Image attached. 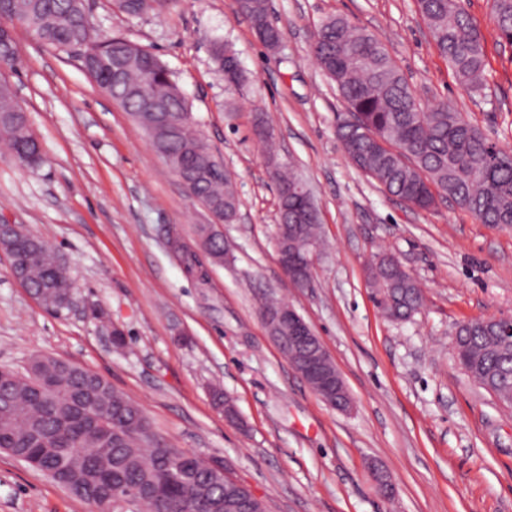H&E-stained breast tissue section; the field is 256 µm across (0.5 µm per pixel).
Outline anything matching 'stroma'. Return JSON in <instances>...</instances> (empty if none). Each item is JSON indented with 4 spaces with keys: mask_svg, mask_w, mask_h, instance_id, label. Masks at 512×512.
Returning <instances> with one entry per match:
<instances>
[{
    "mask_svg": "<svg viewBox=\"0 0 512 512\" xmlns=\"http://www.w3.org/2000/svg\"><path fill=\"white\" fill-rule=\"evenodd\" d=\"M98 32L155 54L191 105L197 129L233 176L236 220L216 226L230 250L214 264L197 227L212 222L144 132L74 56L15 27L14 87L45 164L0 145V219L64 256L76 305L47 311L0 252V366L51 355L98 373L141 406L159 439L222 461L268 512H512V409L472 380L452 352L456 326L512 315V228L452 203L421 211L390 197L336 138L345 106L311 53L322 19L343 15L380 38L427 103L445 100L512 149V46L498 42L491 0L464 6L485 38L488 88L476 95L435 50L416 0H268L280 30L267 49L239 0H172L138 16L86 0ZM247 77L230 94L213 43ZM311 189L326 246L313 285L295 287L276 245L278 197L256 119ZM399 257L423 290L405 321L371 299L366 265ZM291 304L330 352L353 400L327 405L280 355L260 317ZM128 346L112 347L113 329ZM242 421L225 420L211 391ZM380 464L394 484L378 491ZM0 512H97L24 462L0 453Z\"/></svg>",
    "mask_w": 512,
    "mask_h": 512,
    "instance_id": "obj_1",
    "label": "stroma"
}]
</instances>
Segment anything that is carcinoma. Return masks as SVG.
<instances>
[{
	"instance_id": "carcinoma-1",
	"label": "carcinoma",
	"mask_w": 512,
	"mask_h": 512,
	"mask_svg": "<svg viewBox=\"0 0 512 512\" xmlns=\"http://www.w3.org/2000/svg\"><path fill=\"white\" fill-rule=\"evenodd\" d=\"M433 45L468 91L486 89L485 40L463 0H417ZM241 11L258 24L267 0H243ZM498 39L512 45V0H492ZM0 18L29 29L45 46L69 55L83 45L85 71L130 113L163 152L186 190L231 223L239 200L231 177L195 127L188 100L151 53L125 39H97L85 0H0ZM312 53L345 104L336 136L353 164L387 194L430 210L448 200L483 224H512V153L491 142L460 112L440 100L424 107L385 45L343 16H328L313 35ZM163 103L177 121L169 134L155 125L151 106ZM0 143L21 164L42 158L29 116L12 84L0 79ZM270 175L292 193L280 197V221L290 222L305 184L292 167L270 158ZM318 213L302 224L305 239L320 242ZM198 227L206 253L224 262V240ZM0 248L27 261L25 279L39 302L59 311L74 294L54 249L18 227ZM374 299L387 295L392 320L415 314L412 275L392 265L369 269ZM454 346L464 372L503 406L512 408V334L508 324L489 330L485 319L466 321ZM0 451L46 474L97 512H251L250 496L202 457L158 447L143 409L102 376L67 361L36 356L25 372L0 366Z\"/></svg>"
}]
</instances>
